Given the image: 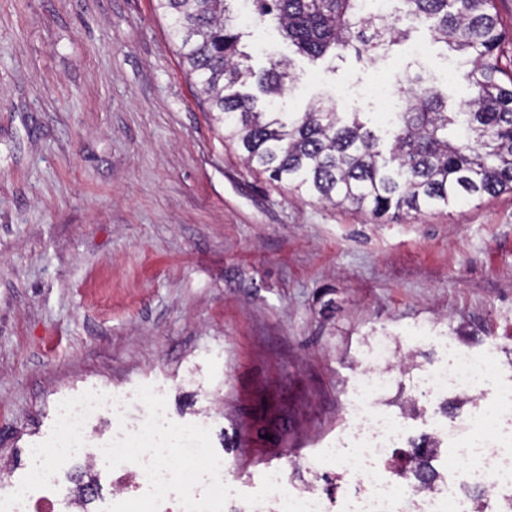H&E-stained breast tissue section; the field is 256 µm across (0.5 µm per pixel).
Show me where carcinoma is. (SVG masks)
Here are the masks:
<instances>
[{
  "mask_svg": "<svg viewBox=\"0 0 512 512\" xmlns=\"http://www.w3.org/2000/svg\"><path fill=\"white\" fill-rule=\"evenodd\" d=\"M257 19L274 25L307 62L344 57L358 41V0H251ZM401 12L427 25L431 40L471 59L455 73L471 87L466 111L448 112L432 86L404 94L403 111L368 126L360 112L310 104L283 112L290 64L260 72L244 64L251 33L231 23L234 0H157L169 35L224 139L247 166L332 205L376 217L447 208L512 192V35L496 0H400ZM396 472L430 481L432 445Z\"/></svg>",
  "mask_w": 512,
  "mask_h": 512,
  "instance_id": "cac0c4a2",
  "label": "carcinoma"
}]
</instances>
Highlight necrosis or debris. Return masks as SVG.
<instances>
[{
  "instance_id": "necrosis-or-debris-1",
  "label": "necrosis or debris",
  "mask_w": 512,
  "mask_h": 512,
  "mask_svg": "<svg viewBox=\"0 0 512 512\" xmlns=\"http://www.w3.org/2000/svg\"><path fill=\"white\" fill-rule=\"evenodd\" d=\"M401 364L390 337L372 338L359 360L349 422L318 460L319 466L339 468L354 489L343 512H487L500 496L512 498V391L499 384L494 356L463 349H451L447 360L424 368L414 384L437 398L452 391L481 402L466 418L450 417L432 425L437 437L450 442L455 459L443 487L423 490L411 479L382 473L406 434L402 418L383 407ZM133 400L128 392L98 390L59 398L55 459L43 464L36 493L0 491V512H55L54 496L65 466L79 463L90 473L100 469L102 452L89 458L83 452L91 423L101 415L129 410Z\"/></svg>"
}]
</instances>
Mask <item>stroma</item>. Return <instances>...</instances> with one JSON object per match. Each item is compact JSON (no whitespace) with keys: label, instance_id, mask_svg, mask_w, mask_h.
Returning a JSON list of instances; mask_svg holds the SVG:
<instances>
[{"label":"stroma","instance_id":"1","mask_svg":"<svg viewBox=\"0 0 512 512\" xmlns=\"http://www.w3.org/2000/svg\"><path fill=\"white\" fill-rule=\"evenodd\" d=\"M416 43L461 111L472 90L421 26L332 73L275 30L248 51L256 69L290 61L301 112L351 78L394 79ZM379 334L414 351L396 457L441 415L411 380L448 346L494 353L512 386V193L397 219L299 196L213 125L155 0H0V487L52 447L58 397L150 384L176 423L209 415L228 484L279 470L341 512L343 480L311 463Z\"/></svg>","mask_w":512,"mask_h":512}]
</instances>
